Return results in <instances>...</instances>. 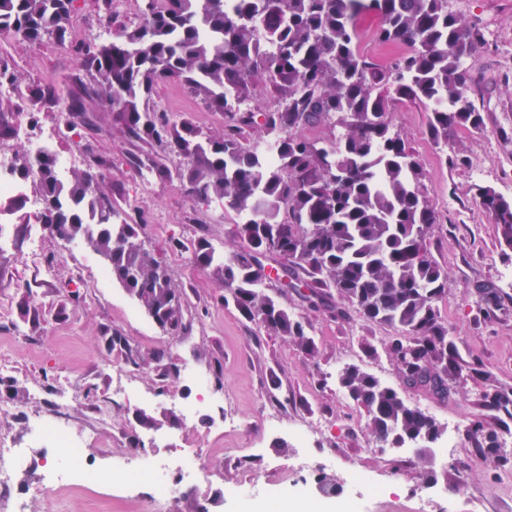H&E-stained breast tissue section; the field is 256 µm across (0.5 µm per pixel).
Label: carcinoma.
I'll return each instance as SVG.
<instances>
[{"label":"carcinoma","instance_id":"1","mask_svg":"<svg viewBox=\"0 0 512 512\" xmlns=\"http://www.w3.org/2000/svg\"><path fill=\"white\" fill-rule=\"evenodd\" d=\"M74 2L0 0V30L29 43H63L72 36ZM368 13L379 20V44L398 51L387 68L358 49L357 19ZM484 45L483 30L449 0H147L141 22L82 43L79 55L91 95L113 122L184 159L160 173L236 213L235 235L246 245L228 255L204 237L190 245L197 263L224 283L225 304L312 355L314 339L265 288L275 283L326 309L334 289L366 319L413 333L414 341L402 336L390 346L400 379L446 399L459 375L453 352H444L448 327L436 309L448 295V275L427 248L437 217L414 151L393 127L390 102L427 104L437 140L478 127L467 71ZM259 74L276 90L272 111L249 106V84ZM166 81L187 87L233 125L210 136L187 118L174 124L150 109L153 88ZM28 100L32 112L80 109L50 84L30 89ZM318 124L337 129L334 140L304 136ZM244 127L261 142L245 144ZM36 162L39 223L83 242L156 324L179 332L185 289L139 241L142 225L114 222L105 175L79 171L62 180L53 158ZM476 198L512 248V197L478 185ZM339 384L368 414L377 441L437 437L432 416L360 368L345 369ZM483 401L491 411H512V396L501 391Z\"/></svg>","mask_w":512,"mask_h":512}]
</instances>
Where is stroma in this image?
<instances>
[{"label":"stroma","instance_id":"stroma-1","mask_svg":"<svg viewBox=\"0 0 512 512\" xmlns=\"http://www.w3.org/2000/svg\"><path fill=\"white\" fill-rule=\"evenodd\" d=\"M451 8L486 34V44L470 70L468 95L479 108L482 124L461 129L447 142L430 139L426 104L399 101L391 119L412 146L423 171V191L437 222L427 236L431 255L448 275V294L439 304L441 319L455 343L461 370L456 392L441 400L425 390L404 386L387 347L399 329L366 320L359 311L333 299L332 311H315L296 297L284 305L317 344L310 357L287 338L267 334L248 322L234 306L224 305V287L196 265L191 251L171 249L172 239L190 243L206 235L218 250L231 252L242 242L233 234L236 216L217 200H195L178 181L142 173L141 164L173 167L169 152L129 136L86 96L84 86L70 80L80 59L68 44L47 40L28 43L10 31H0V66L12 70L20 88L55 80L65 92L82 98L86 123L69 126L64 114L47 107L36 124L24 127L11 150L20 160L31 157L33 141L50 127L64 128L58 151L108 153L106 191L119 217L141 225L140 238L165 263L188 294L186 329L172 336L157 326L117 282L102 279L103 264L90 250L63 254L55 238L43 236L39 254L28 252V234L12 227L0 249V405L15 408L10 424L17 437L26 433L24 409L31 406V389L62 382L69 386L75 421L103 424L117 446L113 463L142 452L175 459L186 451L203 449L217 480L201 496L171 501L167 512H246L265 504L267 487L280 489L281 499L303 502L299 487L282 481V473L296 450L287 433H265L261 415L272 400H287L283 414L296 421L308 416L323 428L309 454L333 452L338 469L351 465L369 471L391 469L394 480L387 494L369 505V512H389L395 501L407 499L418 486L438 484L449 500L465 504L474 486L494 497L493 512H512V449L480 450L470 427L483 419L492 427L508 421L492 415L482 404L485 384L473 378V368L493 376L498 386L512 391V248L501 244L491 216L479 205L476 185L493 187L512 197V0H451ZM143 0H130L122 11L109 12L105 0H77L75 13L86 27L109 18L112 31L137 23ZM151 109L173 119L189 117L203 132L221 134L226 117L205 108L186 87L156 86ZM498 289V305H477L479 287ZM119 331L139 356V366L126 364L108 351L104 329ZM355 365L394 388L405 401L432 415L440 427L456 422L455 454L459 468L448 466L437 444H430L428 468H420L417 452L392 448L377 441L368 418L338 386L336 376ZM208 375L213 391L242 421L234 434L211 433L207 419L188 431L180 412L166 407L171 397L194 399L195 387L185 373ZM121 372L134 384L150 390L154 403L133 397L108 404L112 376ZM154 426H145L143 417ZM476 477L467 479L463 466ZM247 471L252 487L233 495L227 488L240 471ZM102 487H66L56 497V512H146L136 491L116 490L103 499Z\"/></svg>","mask_w":512,"mask_h":512}]
</instances>
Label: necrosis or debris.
Returning a JSON list of instances; mask_svg holds the SVG:
<instances>
[{
    "instance_id": "necrosis-or-debris-1",
    "label": "necrosis or debris",
    "mask_w": 512,
    "mask_h": 512,
    "mask_svg": "<svg viewBox=\"0 0 512 512\" xmlns=\"http://www.w3.org/2000/svg\"><path fill=\"white\" fill-rule=\"evenodd\" d=\"M11 165L5 140L0 138V198L23 196L27 198L31 212L40 211L41 198L32 190L33 181L40 176L39 171H32L28 178L18 179L11 175ZM194 381L200 391L199 405H186L174 397L169 401L170 406L180 409L190 425L202 409H217L213 428L223 433L235 430L239 422L225 412L223 396L211 391L205 376H195ZM33 398L39 408L28 413L26 420L31 438L45 450L44 458L52 477L32 484L27 497L17 496L16 484L24 465V451L13 437L0 432V512H53L54 488L60 482L74 486L102 484L109 490L141 486L152 512H160L170 498L203 493L212 483L204 459L195 452L182 455L172 465L160 463L155 456L145 454L136 467L103 468V460L112 456V442L72 423L65 407V388H39L34 391ZM280 413V408L268 409L263 426L270 432L287 431L298 450L295 465L286 472L287 481L294 484L329 483L330 473L336 466L335 457L325 455L317 465H309L306 450L315 440L309 422L286 425L282 423Z\"/></svg>"
}]
</instances>
